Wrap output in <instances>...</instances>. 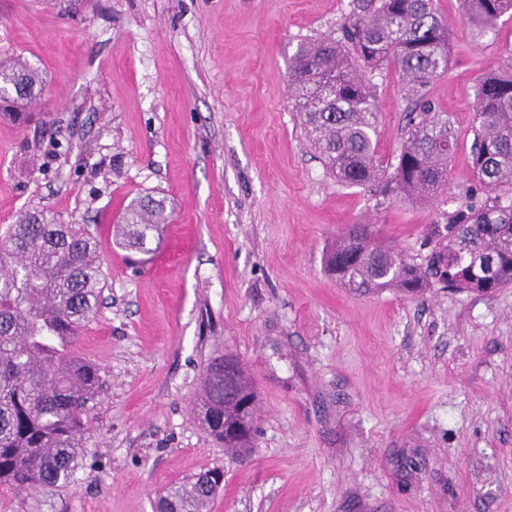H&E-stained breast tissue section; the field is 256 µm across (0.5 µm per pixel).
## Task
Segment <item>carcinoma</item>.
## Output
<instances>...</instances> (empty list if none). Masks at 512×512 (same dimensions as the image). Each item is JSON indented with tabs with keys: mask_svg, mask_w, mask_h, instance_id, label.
I'll return each mask as SVG.
<instances>
[{
	"mask_svg": "<svg viewBox=\"0 0 512 512\" xmlns=\"http://www.w3.org/2000/svg\"><path fill=\"white\" fill-rule=\"evenodd\" d=\"M473 37L497 27L512 0H461ZM342 38L304 39L289 58L293 109L326 172L347 187L429 200L448 186L458 137L436 111L428 87L449 65V31L435 0H355ZM392 66L409 102L407 131L393 170L377 159L378 101L367 72ZM42 84L20 60L0 62V101L23 105ZM466 202L429 229L431 251L417 264L371 240L355 224L326 255L336 282L360 292L398 288L418 295L441 286L492 294L512 286V65L486 71L475 87ZM172 221L166 200L135 199L115 230L129 250L147 251L149 234ZM97 241L74 224L23 213L0 236V488L66 487L84 448L89 403L102 388L100 367L75 352L103 301ZM209 362L200 407L224 449L249 447L256 399L245 373L224 379ZM247 421L240 433L224 426ZM219 478L199 474L171 491L162 512H209Z\"/></svg>",
	"mask_w": 512,
	"mask_h": 512,
	"instance_id": "carcinoma-1",
	"label": "carcinoma"
}]
</instances>
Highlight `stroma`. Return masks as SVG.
<instances>
[{
    "mask_svg": "<svg viewBox=\"0 0 512 512\" xmlns=\"http://www.w3.org/2000/svg\"><path fill=\"white\" fill-rule=\"evenodd\" d=\"M449 67L431 84L458 148L429 202L371 196L326 173L289 101L300 40L335 37L352 0H0V60L43 83L0 127V234L40 211L95 236L104 301L77 346L104 380L66 489L0 512H155L214 468L211 512H512V286L358 294L325 267L367 225L423 262L474 177V87L512 63V20L471 38L436 0ZM378 157L404 139L405 92L373 71ZM166 199L147 252L115 240L135 197ZM231 356L258 397L239 457L205 429L202 374Z\"/></svg>",
    "mask_w": 512,
    "mask_h": 512,
    "instance_id": "1",
    "label": "stroma"
}]
</instances>
